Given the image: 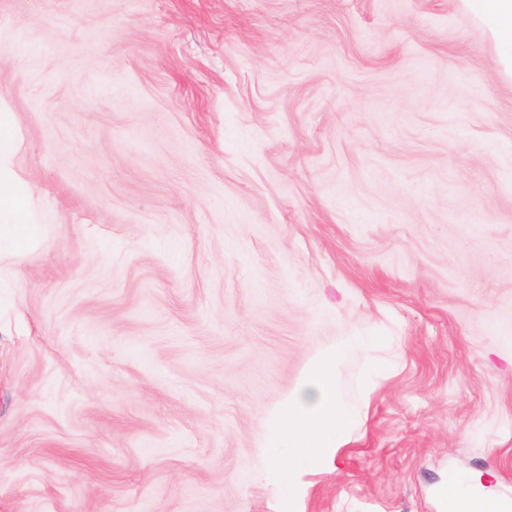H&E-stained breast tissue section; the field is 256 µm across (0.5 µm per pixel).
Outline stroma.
<instances>
[{
    "instance_id": "1",
    "label": "stroma",
    "mask_w": 512,
    "mask_h": 512,
    "mask_svg": "<svg viewBox=\"0 0 512 512\" xmlns=\"http://www.w3.org/2000/svg\"><path fill=\"white\" fill-rule=\"evenodd\" d=\"M0 512L512 503V83L450 0H0ZM359 425L288 501L310 362ZM17 148L14 133L0 122V215L3 213L11 217L14 226L13 248L18 253H24L29 245L26 234L29 214L28 197L16 190L17 176L2 168L3 159H7ZM379 343V336H346L313 361L296 391L281 401L262 448L288 498L299 494L300 478L312 465H334L338 449L358 423L359 413L349 409L340 395L336 360L354 349L373 351ZM451 512H498L495 502L476 498L458 484L451 489Z\"/></svg>"
}]
</instances>
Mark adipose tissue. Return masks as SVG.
Instances as JSON below:
<instances>
[{"label": "adipose tissue", "instance_id": "adipose-tissue-1", "mask_svg": "<svg viewBox=\"0 0 512 512\" xmlns=\"http://www.w3.org/2000/svg\"><path fill=\"white\" fill-rule=\"evenodd\" d=\"M485 28L504 79L512 81V0H457ZM17 177L0 168V214L13 221L12 245L25 252L29 245V202L17 189ZM380 342L376 336H348L336 348L313 361L296 391L283 399L264 441L272 473L288 497L301 490L300 478L311 467H332L339 448L348 441L359 414L344 403L336 383V361L344 353L367 352Z\"/></svg>", "mask_w": 512, "mask_h": 512}]
</instances>
